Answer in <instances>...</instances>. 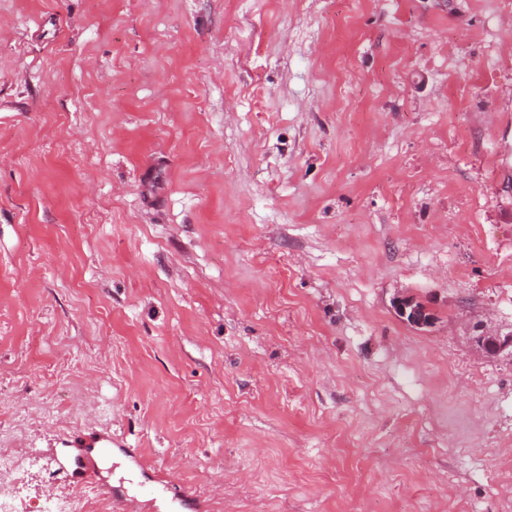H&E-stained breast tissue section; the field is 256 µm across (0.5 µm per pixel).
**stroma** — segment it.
Returning <instances> with one entry per match:
<instances>
[{
  "label": "stroma",
  "instance_id": "1",
  "mask_svg": "<svg viewBox=\"0 0 512 512\" xmlns=\"http://www.w3.org/2000/svg\"><path fill=\"white\" fill-rule=\"evenodd\" d=\"M495 331L512 0H0L21 512L107 434L205 512H506Z\"/></svg>",
  "mask_w": 512,
  "mask_h": 512
}]
</instances>
